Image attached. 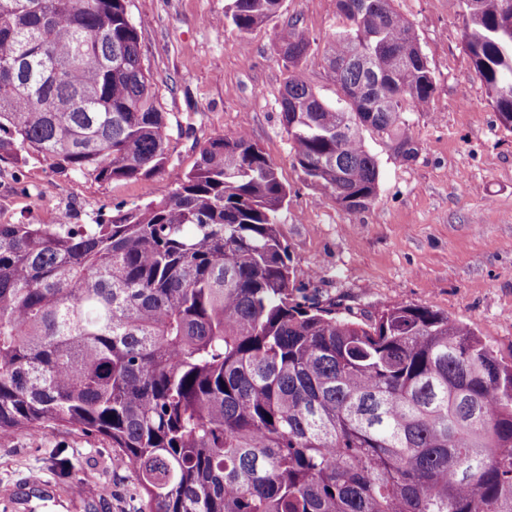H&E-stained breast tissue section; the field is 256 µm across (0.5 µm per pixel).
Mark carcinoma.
Listing matches in <instances>:
<instances>
[{
  "instance_id": "1",
  "label": "carcinoma",
  "mask_w": 512,
  "mask_h": 512,
  "mask_svg": "<svg viewBox=\"0 0 512 512\" xmlns=\"http://www.w3.org/2000/svg\"><path fill=\"white\" fill-rule=\"evenodd\" d=\"M129 0H0V162L99 182L170 162L169 117ZM283 0H231L240 33ZM466 15L474 69L512 129V0ZM322 58L291 24L281 125L344 209L376 196L368 131L404 161L436 79L392 0H336ZM390 13L389 23L383 15ZM371 59L364 68L357 56ZM367 86L359 106L344 98ZM272 160L209 140L162 198L88 224H0V435L47 425L120 451L141 512H512V363L429 307L336 314L301 294Z\"/></svg>"
}]
</instances>
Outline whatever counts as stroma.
Returning a JSON list of instances; mask_svg holds the SVG:
<instances>
[{
  "label": "stroma",
  "mask_w": 512,
  "mask_h": 512,
  "mask_svg": "<svg viewBox=\"0 0 512 512\" xmlns=\"http://www.w3.org/2000/svg\"><path fill=\"white\" fill-rule=\"evenodd\" d=\"M230 0H130L142 22L143 62L169 114L164 173L99 183L45 167L0 163V224H51L59 211L79 223L99 212L160 198L189 171L209 139L247 133L273 160L288 200L280 231L296 284L322 302L368 315L396 304L426 306L470 323L512 358V131L500 123L463 38L459 0H394L414 28L436 77L427 111L409 113L417 154L397 158L389 140L366 136L379 185L365 208L348 211L307 181L281 127L278 99L288 75L278 35L297 22L318 48L300 69L328 99L336 86L320 48L342 25L334 0H284L247 34L222 22ZM68 460L70 474L58 462ZM69 497L78 485L105 488L100 512H139L133 473L108 441L61 427L0 438V512L29 484Z\"/></svg>",
  "instance_id": "stroma-1"
}]
</instances>
